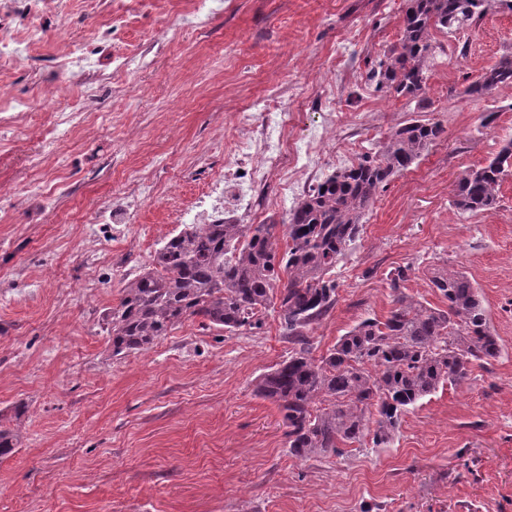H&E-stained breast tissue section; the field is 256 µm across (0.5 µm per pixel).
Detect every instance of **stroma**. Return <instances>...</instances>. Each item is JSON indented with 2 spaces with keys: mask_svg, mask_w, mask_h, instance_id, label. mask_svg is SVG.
I'll return each mask as SVG.
<instances>
[{
  "mask_svg": "<svg viewBox=\"0 0 512 512\" xmlns=\"http://www.w3.org/2000/svg\"><path fill=\"white\" fill-rule=\"evenodd\" d=\"M404 0H213L202 21L175 0H63L68 21L12 16L18 53L5 93L32 115L0 136V416L25 410L21 442L0 458V512H512V172L495 208L451 206L455 183L512 140V89L467 87L512 52V12L438 35L425 117L442 139L381 191L336 267L337 302L310 330L321 356L356 324L386 318L387 274L411 266L404 291L434 307L436 270L467 274L501 353L472 363L401 418L394 440L302 461L288 451L258 378L293 349L276 314L230 333L184 320L149 349L113 355L104 314L166 237L168 192L190 204L230 158L228 123L265 120L268 69L298 135L323 113L344 121L356 155L375 151L414 103L367 73L397 43ZM129 23L102 41L47 123L42 81L65 43ZM145 54L113 73L116 52ZM311 55L314 66L298 67ZM491 127H483L487 112ZM157 189L137 223L112 221L132 175Z\"/></svg>",
  "mask_w": 512,
  "mask_h": 512,
  "instance_id": "stroma-1",
  "label": "stroma"
}]
</instances>
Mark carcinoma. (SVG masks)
<instances>
[{
    "label": "carcinoma",
    "mask_w": 512,
    "mask_h": 512,
    "mask_svg": "<svg viewBox=\"0 0 512 512\" xmlns=\"http://www.w3.org/2000/svg\"><path fill=\"white\" fill-rule=\"evenodd\" d=\"M503 10L512 11V0H406L400 38L370 80L424 109L436 34L469 28ZM503 87H512V53L465 93L481 97ZM443 133L442 124L429 119L392 128L376 152L309 188L282 225H183L156 250L151 266L126 283L109 311L112 355L146 351L190 317L230 333L251 332L273 312L299 349L262 375L255 393L277 405L289 453L307 461L367 437L377 448L390 444L401 416L418 401L465 378L469 364L499 356L477 288L461 271L435 273L432 287L446 302L440 309L405 294L401 287L411 267H398L388 274L394 308L385 320H362L317 359L306 336L335 307L334 270L360 238L379 191ZM511 167L512 141L487 165L463 172L451 204L471 213L493 208ZM19 438V427L1 424L0 456L12 453Z\"/></svg>",
    "instance_id": "1"
}]
</instances>
